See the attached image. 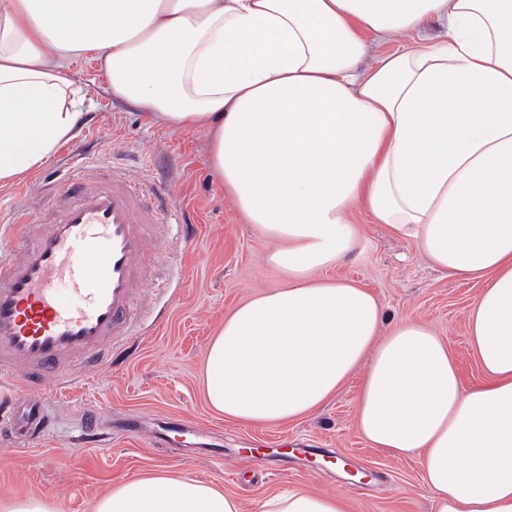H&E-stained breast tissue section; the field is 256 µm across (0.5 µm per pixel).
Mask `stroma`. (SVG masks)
Instances as JSON below:
<instances>
[{"label": "stroma", "instance_id": "stroma-1", "mask_svg": "<svg viewBox=\"0 0 512 512\" xmlns=\"http://www.w3.org/2000/svg\"><path fill=\"white\" fill-rule=\"evenodd\" d=\"M68 70L84 97L85 115L72 143L62 145L35 173L0 187V214L10 215L21 201L37 202L41 175L73 167V143L94 146L85 165H116L142 184L161 178L175 209L151 249L155 276L169 285L140 289L138 304L161 325L144 321L127 337L111 364L74 371L73 385L56 404L55 432L40 446L15 447L0 436V502L48 500L57 512H93L113 486L153 470L207 481L235 495L243 512H259L271 493L306 488L340 494L348 512H432L414 457H397L372 447L355 425L359 377L350 378L318 412L277 427L229 421L212 411L202 390L208 344L225 313L249 296L275 287L279 274L268 260L269 245L221 192L207 164L209 134L202 128L173 129L153 122L137 106L113 96L99 62L92 56L70 61ZM352 223L362 228L359 251L330 270L332 278L354 281L379 298L387 321L413 318L432 324L448 342L465 386L482 374L471 348L467 315L479 287L440 272L412 243L376 224L362 209ZM112 414L107 444L77 443L75 404ZM171 417L209 427L224 444L223 459H184L174 447L152 448L146 436L124 435V418ZM292 449L287 465L276 459L253 464L250 450L264 445ZM316 453L302 455L301 447ZM341 459L345 470L327 464ZM367 479L354 477V470Z\"/></svg>", "mask_w": 512, "mask_h": 512}]
</instances>
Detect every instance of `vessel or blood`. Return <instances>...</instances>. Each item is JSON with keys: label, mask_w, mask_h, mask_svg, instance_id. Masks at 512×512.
<instances>
[{"label": "vessel or blood", "mask_w": 512, "mask_h": 512, "mask_svg": "<svg viewBox=\"0 0 512 512\" xmlns=\"http://www.w3.org/2000/svg\"><path fill=\"white\" fill-rule=\"evenodd\" d=\"M169 206L164 184L143 190L120 170L88 167L53 184L45 209L10 223L0 248V383L22 393L0 406V426L22 446H35L50 432L45 383L67 391L68 370L111 362L118 340L130 335L138 318L135 290L152 280L149 244ZM63 282L82 295V306L61 300ZM78 417L84 442L107 427L101 410L82 407ZM125 428L156 448L174 433L200 434L196 426L165 419L131 418Z\"/></svg>", "instance_id": "1"}]
</instances>
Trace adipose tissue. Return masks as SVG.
I'll return each instance as SVG.
<instances>
[{
    "mask_svg": "<svg viewBox=\"0 0 512 512\" xmlns=\"http://www.w3.org/2000/svg\"><path fill=\"white\" fill-rule=\"evenodd\" d=\"M400 34L412 43L370 56ZM84 54L154 122L209 130L219 188L271 246L279 285L229 310L208 347L210 406L280 426L361 371V434L419 457L433 512H512V0H0V185L71 139L67 66ZM357 206L481 282L467 324L484 382L463 385L430 326L386 322L368 289L327 277L361 244ZM94 512L242 510L161 472ZM261 512L346 506L291 489Z\"/></svg>",
    "mask_w": 512,
    "mask_h": 512,
    "instance_id": "ef3b65f1",
    "label": "adipose tissue"
}]
</instances>
